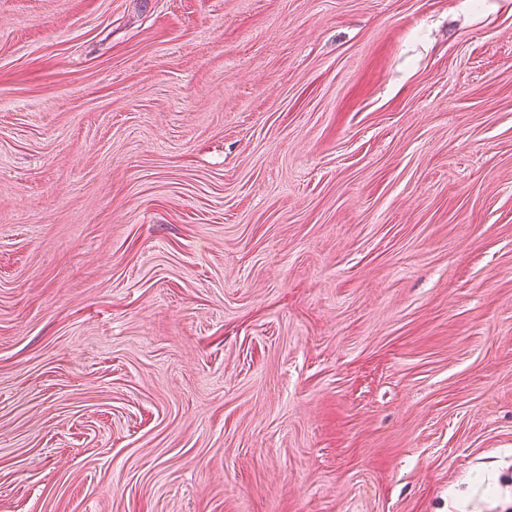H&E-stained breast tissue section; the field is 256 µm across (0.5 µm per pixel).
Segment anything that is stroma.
I'll use <instances>...</instances> for the list:
<instances>
[{
	"mask_svg": "<svg viewBox=\"0 0 512 512\" xmlns=\"http://www.w3.org/2000/svg\"><path fill=\"white\" fill-rule=\"evenodd\" d=\"M512 512V0H0V512Z\"/></svg>",
	"mask_w": 512,
	"mask_h": 512,
	"instance_id": "1",
	"label": "stroma"
}]
</instances>
